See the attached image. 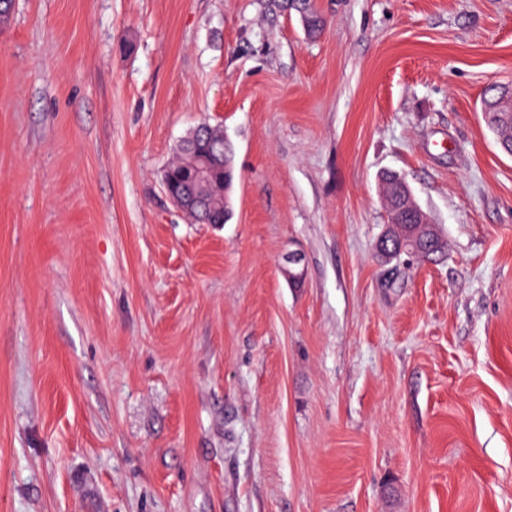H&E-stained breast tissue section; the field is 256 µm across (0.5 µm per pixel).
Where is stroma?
<instances>
[{
	"mask_svg": "<svg viewBox=\"0 0 512 512\" xmlns=\"http://www.w3.org/2000/svg\"><path fill=\"white\" fill-rule=\"evenodd\" d=\"M315 6L16 0L0 512H512V0ZM201 122L222 224L162 184ZM386 170L447 243L394 271ZM488 117V123L501 147L512 144V112H497L494 109ZM224 171L218 170L214 176V182L210 187L209 203L194 215L191 220L199 224L214 223L224 215Z\"/></svg>",
	"mask_w": 512,
	"mask_h": 512,
	"instance_id": "35a3bbf8",
	"label": "stroma"
}]
</instances>
